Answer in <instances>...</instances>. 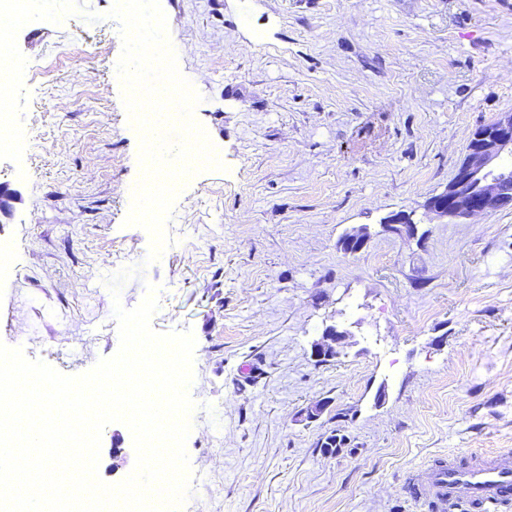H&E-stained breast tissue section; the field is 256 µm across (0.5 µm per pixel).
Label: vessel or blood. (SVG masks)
Wrapping results in <instances>:
<instances>
[{
  "instance_id": "vessel-or-blood-1",
  "label": "vessel or blood",
  "mask_w": 512,
  "mask_h": 512,
  "mask_svg": "<svg viewBox=\"0 0 512 512\" xmlns=\"http://www.w3.org/2000/svg\"><path fill=\"white\" fill-rule=\"evenodd\" d=\"M404 488L408 498L426 500L433 512H457L466 504L497 512L512 501V453L444 456L410 472Z\"/></svg>"
}]
</instances>
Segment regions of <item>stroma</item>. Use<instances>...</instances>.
Wrapping results in <instances>:
<instances>
[{
    "label": "stroma",
    "mask_w": 512,
    "mask_h": 512,
    "mask_svg": "<svg viewBox=\"0 0 512 512\" xmlns=\"http://www.w3.org/2000/svg\"><path fill=\"white\" fill-rule=\"evenodd\" d=\"M114 2L17 34L27 146L22 174L0 159L22 195L0 223L15 267L0 342L85 373L119 350L114 302L154 285L152 329L195 338L181 512H430L406 501L408 472L512 451V206L449 221L426 207L472 133L512 112V0H160L224 166L182 184L152 262L126 222L141 166ZM398 212L415 236L387 225ZM362 226L367 246L345 253ZM125 267L138 273L112 296ZM332 325L348 344L316 363ZM316 400L328 410L301 421ZM333 432L347 442L327 455ZM134 464L129 428L107 425L99 478Z\"/></svg>",
    "instance_id": "35a3bbf8"
}]
</instances>
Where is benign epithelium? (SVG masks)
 I'll list each match as a JSON object with an SVG mask.
<instances>
[{"mask_svg":"<svg viewBox=\"0 0 512 512\" xmlns=\"http://www.w3.org/2000/svg\"><path fill=\"white\" fill-rule=\"evenodd\" d=\"M508 148L512 149V113L504 112L473 132L455 177L429 199L428 210L439 218L457 219L512 206V168L497 163ZM19 201L17 190L0 185V217L9 216ZM347 337L345 330L326 328L312 344V356L318 362L339 356Z\"/></svg>","mask_w":512,"mask_h":512,"instance_id":"1","label":"benign epithelium"}]
</instances>
